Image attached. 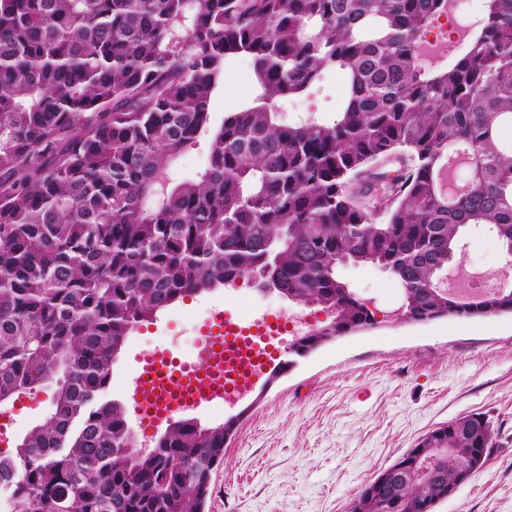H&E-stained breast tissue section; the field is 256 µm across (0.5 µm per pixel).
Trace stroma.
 Here are the masks:
<instances>
[{"mask_svg": "<svg viewBox=\"0 0 512 512\" xmlns=\"http://www.w3.org/2000/svg\"><path fill=\"white\" fill-rule=\"evenodd\" d=\"M340 72L327 73L308 97L284 103L295 124L332 115L343 93ZM462 264L473 278L499 279L512 289V267L494 236L466 232ZM345 277L379 309L397 307L399 290L371 267ZM224 310L253 319L303 307L253 283L193 295L128 336L106 391L122 402L139 441L156 431L141 422L127 380L147 352L186 357L202 327ZM56 386L0 404L6 430L0 453L51 409ZM471 413L494 430L489 461L434 512H512V313L430 322L385 319L323 344L291 365L250 405L215 469L208 512H349L356 495L428 432Z\"/></svg>", "mask_w": 512, "mask_h": 512, "instance_id": "1", "label": "stroma"}]
</instances>
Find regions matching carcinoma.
<instances>
[{
  "label": "carcinoma",
  "instance_id": "carcinoma-1",
  "mask_svg": "<svg viewBox=\"0 0 512 512\" xmlns=\"http://www.w3.org/2000/svg\"><path fill=\"white\" fill-rule=\"evenodd\" d=\"M448 0H0V403L53 380L43 421L0 454L10 512H205L237 422L174 417L137 454L122 403L103 400L142 322L196 293L268 270L276 291L331 313L300 336L375 321L343 277L373 266L407 320L512 312V289L439 291L469 228L512 250V0H483L469 36L420 46ZM252 93L215 123L228 68ZM345 74L333 118L280 104ZM207 167L175 161L200 137ZM402 168L390 181L383 158ZM383 216L377 221L376 216ZM436 478L409 468L363 512H427L494 433L449 421Z\"/></svg>",
  "mask_w": 512,
  "mask_h": 512
}]
</instances>
